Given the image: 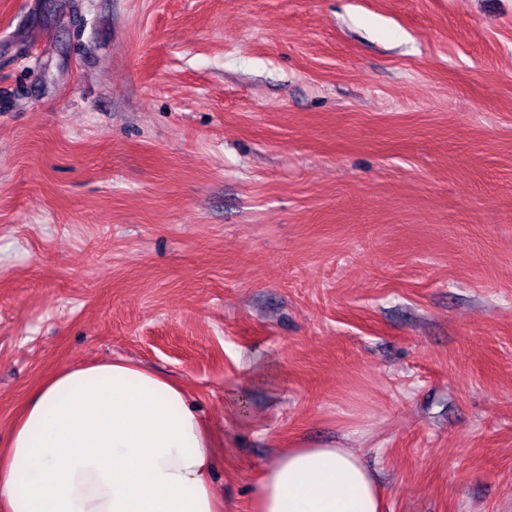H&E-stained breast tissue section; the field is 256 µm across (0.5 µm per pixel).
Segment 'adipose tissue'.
Segmentation results:
<instances>
[{"instance_id":"ef3b65f1","label":"adipose tissue","mask_w":512,"mask_h":512,"mask_svg":"<svg viewBox=\"0 0 512 512\" xmlns=\"http://www.w3.org/2000/svg\"><path fill=\"white\" fill-rule=\"evenodd\" d=\"M216 438L186 389L127 360L52 373L0 448V512H224ZM252 512H383L352 450L289 448L255 484Z\"/></svg>"}]
</instances>
